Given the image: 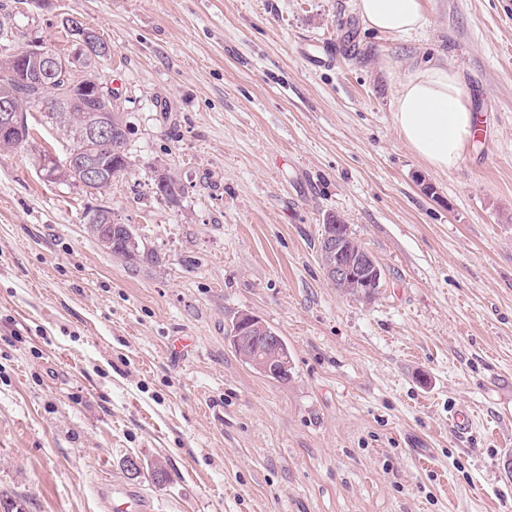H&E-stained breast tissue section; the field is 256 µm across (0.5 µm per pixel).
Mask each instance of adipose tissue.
<instances>
[{
  "label": "adipose tissue",
  "mask_w": 512,
  "mask_h": 512,
  "mask_svg": "<svg viewBox=\"0 0 512 512\" xmlns=\"http://www.w3.org/2000/svg\"><path fill=\"white\" fill-rule=\"evenodd\" d=\"M354 6L366 26L382 34L406 37L426 23L423 0H354ZM393 122L409 150L430 169L447 172L473 139L478 117L457 71L437 63L401 83Z\"/></svg>",
  "instance_id": "1"
}]
</instances>
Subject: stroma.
Returning <instances> with one entry per match:
<instances>
[{
  "label": "stroma",
  "instance_id": "obj_1",
  "mask_svg": "<svg viewBox=\"0 0 512 512\" xmlns=\"http://www.w3.org/2000/svg\"><path fill=\"white\" fill-rule=\"evenodd\" d=\"M423 6L401 38L352 0H0L23 38L67 48L68 15L111 45L133 164L90 195L0 150L1 496L100 512L112 484L153 512H512V0ZM322 39L336 64L310 68L301 48ZM435 60L491 129L448 172L392 119L406 72ZM101 206L158 262L101 251L83 224ZM332 219L384 272L371 301L325 276ZM241 312L287 341L288 381L231 347ZM176 336L191 344L174 356ZM157 178H160L166 182L163 188L159 187L157 184ZM153 181L154 186L156 187V194L164 197L169 203L173 205L178 203L179 197H181L184 192V187L174 174L161 173L156 175Z\"/></svg>",
  "mask_w": 512,
  "mask_h": 512
}]
</instances>
